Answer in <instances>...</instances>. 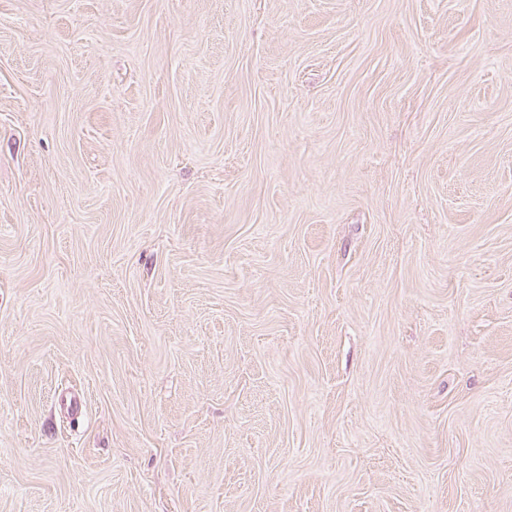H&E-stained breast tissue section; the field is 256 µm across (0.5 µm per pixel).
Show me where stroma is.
I'll use <instances>...</instances> for the list:
<instances>
[{"label":"stroma","instance_id":"obj_1","mask_svg":"<svg viewBox=\"0 0 512 512\" xmlns=\"http://www.w3.org/2000/svg\"><path fill=\"white\" fill-rule=\"evenodd\" d=\"M0 512H512V0H0Z\"/></svg>","mask_w":512,"mask_h":512}]
</instances>
